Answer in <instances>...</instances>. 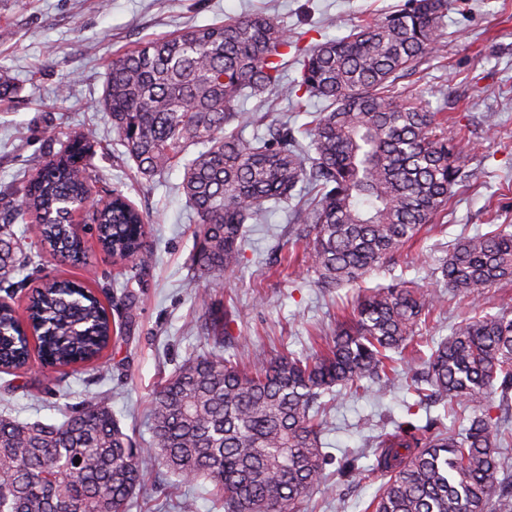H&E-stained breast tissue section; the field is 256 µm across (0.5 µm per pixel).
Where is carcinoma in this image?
I'll return each instance as SVG.
<instances>
[{
    "label": "carcinoma",
    "mask_w": 512,
    "mask_h": 512,
    "mask_svg": "<svg viewBox=\"0 0 512 512\" xmlns=\"http://www.w3.org/2000/svg\"><path fill=\"white\" fill-rule=\"evenodd\" d=\"M455 0H406L372 16L341 39L300 45L274 13L198 26L127 51L107 70L102 109L138 172L156 176L183 163L182 191L199 224L193 263L219 276L243 259L245 225L269 202L303 199L291 244L329 290L355 286L390 262L422 228L447 214L457 187L479 180L421 96L397 80L446 46L444 19ZM304 57L284 82L288 53ZM318 98L307 147L286 122L269 138L243 137L242 101L269 95ZM204 150L187 158L189 148ZM93 145L83 136L46 161L25 186L20 209L34 216L48 247L63 260L85 259L64 207L96 193ZM99 245L121 264L151 262L143 212L119 190L88 213ZM18 236L0 224V284L20 266ZM448 292L474 301L512 280V232L496 225L451 245L441 265ZM26 319L0 310V370L27 366L31 355L57 368L98 359L111 341L108 309L93 291L53 278L29 296ZM445 295L414 282L375 288L349 320L312 353H280L247 370L241 353L224 355L226 323L213 318L209 350L189 358L160 384L152 401V441L138 446L102 400L64 412L59 424L0 418V512H130L152 466L179 480L210 482L224 512H297L324 485V397L394 386L402 353L422 319ZM405 372L415 404L446 400L458 429L435 419L400 423L379 437L375 468L340 460L341 478L383 477L372 512H512V475L499 449L512 431L493 406L512 405V312L464 319L437 343L420 369ZM81 462H76V459Z\"/></svg>",
    "instance_id": "obj_1"
}]
</instances>
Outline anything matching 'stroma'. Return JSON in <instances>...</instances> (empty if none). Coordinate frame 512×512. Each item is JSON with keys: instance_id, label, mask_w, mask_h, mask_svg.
<instances>
[{"instance_id": "obj_1", "label": "stroma", "mask_w": 512, "mask_h": 512, "mask_svg": "<svg viewBox=\"0 0 512 512\" xmlns=\"http://www.w3.org/2000/svg\"><path fill=\"white\" fill-rule=\"evenodd\" d=\"M402 0H0V70L8 72L16 93L0 99V220L10 219L21 231L23 253L34 267L16 275L17 305H24L28 288L41 279L65 276L84 283L106 301L116 328L111 346L91 365L79 370L41 369L39 362L12 374L0 373V415L22 421L58 423L66 407L87 400L107 401L125 432L149 441V411L161 381L189 357L206 349L207 312L225 314L234 354L235 337L252 341L247 358L261 363L283 350H308V333L336 328L337 304L356 300L359 290L316 288L305 267L280 266L288 250L291 210L270 208L260 223L250 225L242 265L220 278L198 275L192 268L195 219L180 190L182 171L174 167L148 178L138 173L124 154L109 117L100 107L105 72L118 53L149 40L195 26L223 23L229 16L278 14L303 43L341 38L361 20L384 13ZM448 46L445 57L420 62L403 79V86L429 100L449 117V132L463 131L458 148L466 164L479 171L477 184L458 188L448 215L432 230L422 231L419 248L401 249L393 261L372 272L363 286H387L402 279L422 288L444 292L438 272L449 246L458 238L488 231L493 224L512 225V0H463L444 20ZM69 82L65 98H57L60 83ZM323 106L317 99L297 103L276 99L267 105L245 100L246 119L264 117L259 133L270 124L288 121L301 127L309 113ZM94 146L92 163L99 192L121 190L153 226L147 242L154 261L145 271L113 264L93 235H85L88 263L62 264L37 243L29 216L17 204L29 176L55 156L74 135ZM129 283L133 311L119 305L120 283ZM208 293V305L198 296ZM512 311V282L489 288L472 303L448 296L417 329L422 355L452 326L481 312ZM416 397L403 378L386 394L368 391L333 402L323 450L331 463L326 481L309 493L299 512H365L379 481L343 483L336 462L345 454L359 457L361 468H373L372 441L394 421L424 424L427 417L452 426L446 406L408 415ZM172 493L147 485L131 512H153L148 503L163 502V512H224L222 498L210 483L179 486L168 477Z\"/></svg>"}]
</instances>
